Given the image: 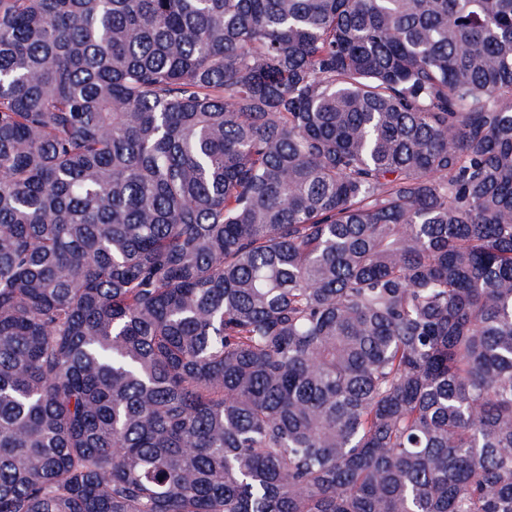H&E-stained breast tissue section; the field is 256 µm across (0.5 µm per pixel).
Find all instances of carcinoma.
<instances>
[{
  "mask_svg": "<svg viewBox=\"0 0 512 512\" xmlns=\"http://www.w3.org/2000/svg\"><path fill=\"white\" fill-rule=\"evenodd\" d=\"M0 512H512V0H0Z\"/></svg>",
  "mask_w": 512,
  "mask_h": 512,
  "instance_id": "obj_1",
  "label": "carcinoma"
}]
</instances>
